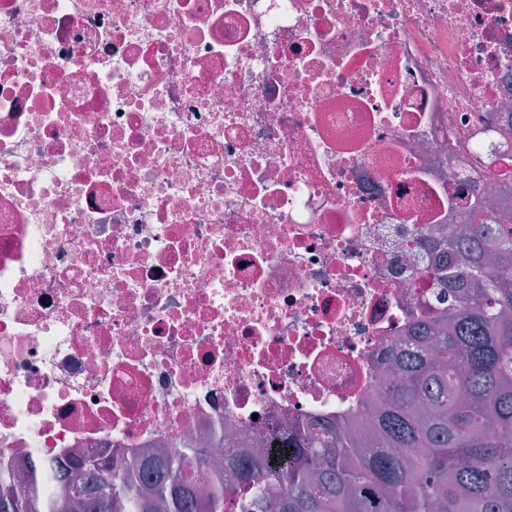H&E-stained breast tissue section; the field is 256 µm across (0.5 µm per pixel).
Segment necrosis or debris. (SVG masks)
I'll return each mask as SVG.
<instances>
[{
  "label": "necrosis or debris",
  "instance_id": "necrosis-or-debris-1",
  "mask_svg": "<svg viewBox=\"0 0 512 512\" xmlns=\"http://www.w3.org/2000/svg\"><path fill=\"white\" fill-rule=\"evenodd\" d=\"M511 122L512 0H0V469L364 429Z\"/></svg>",
  "mask_w": 512,
  "mask_h": 512
}]
</instances>
